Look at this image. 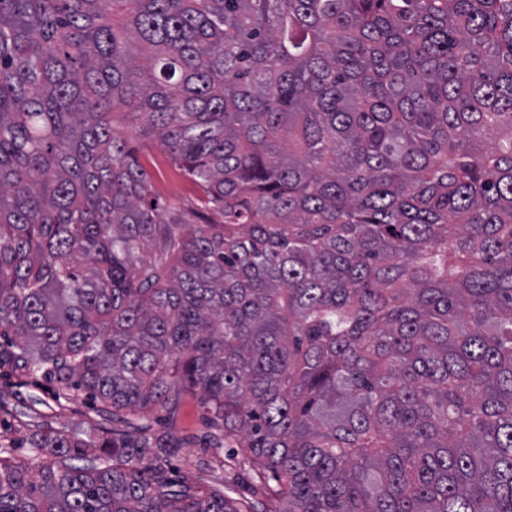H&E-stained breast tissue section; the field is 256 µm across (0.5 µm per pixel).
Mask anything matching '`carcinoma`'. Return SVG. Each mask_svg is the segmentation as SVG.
Here are the masks:
<instances>
[{"mask_svg": "<svg viewBox=\"0 0 512 512\" xmlns=\"http://www.w3.org/2000/svg\"><path fill=\"white\" fill-rule=\"evenodd\" d=\"M0 338L123 426L0 512H243L197 390L274 512H512V0H0ZM148 153L154 165L151 171L161 194V200L181 206H188L195 198V186L169 163L163 148L149 144ZM205 416L201 394L197 391L185 397L174 417L164 410L154 408L149 412L147 422L158 434L166 433L188 439L185 448H181L171 459L172 467L180 475L209 489L224 491V496L237 499L246 507L250 506L248 510L251 512L274 510L275 506L278 508V501L271 503L265 498V482L248 462L250 453L245 448V441L240 439L224 447L222 440L221 448L204 444V438L215 432L207 424ZM202 459L208 465L200 467Z\"/></svg>", "mask_w": 512, "mask_h": 512, "instance_id": "carcinoma-1", "label": "carcinoma"}]
</instances>
